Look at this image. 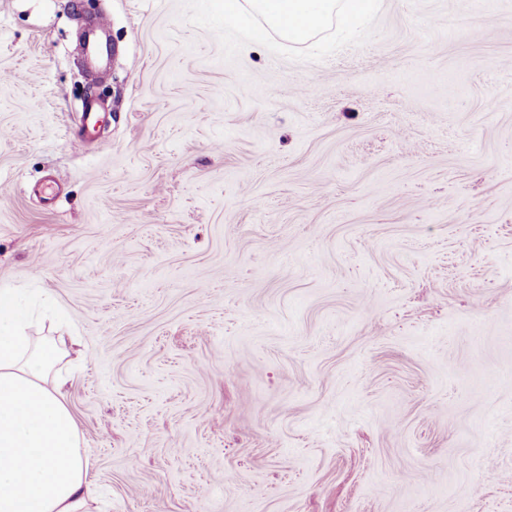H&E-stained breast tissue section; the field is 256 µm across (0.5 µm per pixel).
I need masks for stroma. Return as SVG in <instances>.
<instances>
[{"label": "stroma", "instance_id": "1", "mask_svg": "<svg viewBox=\"0 0 512 512\" xmlns=\"http://www.w3.org/2000/svg\"><path fill=\"white\" fill-rule=\"evenodd\" d=\"M70 2L0 0V289L64 316L88 512H512V0ZM373 0H224V20L236 21L243 11L259 19L258 38L269 30L284 40L307 45L332 24L351 29L369 12Z\"/></svg>", "mask_w": 512, "mask_h": 512}]
</instances>
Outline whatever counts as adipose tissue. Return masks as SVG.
<instances>
[{"instance_id":"1","label":"adipose tissue","mask_w":512,"mask_h":512,"mask_svg":"<svg viewBox=\"0 0 512 512\" xmlns=\"http://www.w3.org/2000/svg\"><path fill=\"white\" fill-rule=\"evenodd\" d=\"M373 0H224V19L250 13L259 34L306 45L330 26L350 29ZM63 349L34 340L17 297L0 290V512H86L90 462L55 373Z\"/></svg>"}]
</instances>
